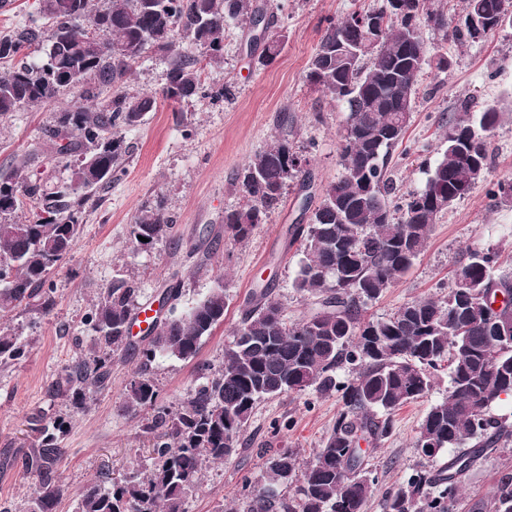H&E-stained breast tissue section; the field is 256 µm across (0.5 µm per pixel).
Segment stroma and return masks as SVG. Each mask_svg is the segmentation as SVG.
Returning a JSON list of instances; mask_svg holds the SVG:
<instances>
[{
    "label": "stroma",
    "instance_id": "obj_1",
    "mask_svg": "<svg viewBox=\"0 0 512 512\" xmlns=\"http://www.w3.org/2000/svg\"><path fill=\"white\" fill-rule=\"evenodd\" d=\"M373 0H266L274 14V29L286 35L280 55L270 63L259 61L261 42L253 41L247 26L229 25L224 32V63L208 75L235 87L232 102L198 96L188 107L189 128L176 123L175 114L161 98L168 60L153 53L127 79L133 92H148L159 100L143 125L127 133L131 145L125 174L97 191L86 206L79 242L54 271L56 304L50 315L32 319L13 312L0 323L14 327L27 343L26 361L0 369V451L24 454L34 437L26 418L41 410L69 414L71 425L61 443L55 473L67 486L69 497L57 512H73L76 493L88 482L112 473L120 478L147 466L148 436L140 419L124 411L123 389L136 369V360L114 358L111 386L90 394L84 408L49 394L48 386L74 357L92 346L84 323L100 288L115 274L136 279L142 292L137 305L158 307L172 283H180L182 302L224 285L231 302L223 325L217 326L192 360L157 357L153 376L167 402L175 403L192 387L200 364L219 365L224 347L238 324L245 303L259 285H269L283 303L289 319L312 309L310 298L296 293L292 282L301 254L288 243V225L299 223L301 193L290 185L285 204L239 245L224 232V213L239 207L243 196L234 182L237 170L253 154L281 134L294 148L316 142L310 169L314 186L311 205H318L322 186L341 173L339 148L342 114L306 79L310 57L316 51L330 18L339 19ZM431 50L444 54L445 71L424 69L413 119L404 142L410 156L393 155V178L400 192L421 187L426 170L442 150L440 124L463 105L481 109L498 105L512 94V26H503L483 41L467 46L442 41L437 32L426 34ZM54 109L40 106L0 116V172L17 169L27 159L28 173L48 174L51 181L70 179L72 171L54 165L42 147V132ZM322 121H315V114ZM489 181L512 179V116L494 130ZM164 195L173 214L177 239L163 241L146 252H131L130 226L145 203ZM492 247L512 255V204L496 203L478 185L441 215L426 247L408 274L378 300L368 303L365 315L384 318L407 301L447 294L454 271L466 252ZM449 386L448 371H441L430 393L399 409L392 435L378 445H364L376 483L366 512H387L388 496L405 486L418 470H438L447 453L431 459L413 446L431 404L442 399ZM342 408L338 397H317L313 392L282 395L262 401L247 424L245 442L231 458L207 464L198 488L186 499L187 512H241L245 480L259 482L265 445L294 451L299 463L312 460ZM283 428L271 434L272 421ZM512 474V447L481 459L463 479V489L447 505L449 512H492V495L499 478ZM35 479L20 465L0 468V505L25 512Z\"/></svg>",
    "mask_w": 512,
    "mask_h": 512
}]
</instances>
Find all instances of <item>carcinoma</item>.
I'll list each match as a JSON object with an SVG mask.
<instances>
[{
	"mask_svg": "<svg viewBox=\"0 0 512 512\" xmlns=\"http://www.w3.org/2000/svg\"><path fill=\"white\" fill-rule=\"evenodd\" d=\"M507 5L512 0H462L460 12L448 17L430 0H379L327 20L306 78L344 112L342 172L322 188L308 222L288 226L290 242L300 243L303 254L293 288L312 298L314 308L290 321L269 286L253 291L219 369L202 366L186 397L173 405L162 397L153 362L159 356L194 359L224 322L229 296L222 284L210 289L179 314L155 321L136 343L129 327L141 288L116 274L85 318L92 350L63 368L51 393L81 409L91 391L111 383L112 355L137 358L123 408L146 414L150 464L118 481L85 485L75 512H186V496L204 466L238 451L257 404L307 391L338 393L343 409L301 478L292 452L264 449L263 487L253 491L245 483L246 512H364L375 478L360 442L390 437L393 413L432 390L444 361L448 392L430 406L414 447L428 458L447 450L448 463L434 474L411 475L388 497L387 512H444L461 476L482 456L509 446L512 427L490 415L501 396L512 395V276L499 272L498 250H470L442 297L413 299L386 318L363 315L364 306L394 287L420 256L444 212L437 199L451 205L483 181L473 167L488 171L489 139L504 115L493 105L448 117L444 149L424 185L398 195L389 165L415 110L417 78L426 67L448 68L447 57L427 49L425 30L444 41L477 43L512 25ZM258 16H267L262 0H38L24 25L0 35V60H17L0 75V116L111 91L93 108L74 104L54 113L43 132L57 163L77 158L70 180L49 188L37 174L0 175L1 311L45 317L54 308L51 271L77 245L92 193L120 179L130 153L126 133L156 108L155 97L123 87L136 65L150 52L169 58L163 93L185 122L183 105L204 89L203 73L224 62L226 26ZM475 17L489 27L473 29ZM361 19L376 21L374 37L356 26ZM282 44V35L270 33L261 61L275 58ZM186 46L195 54H186ZM32 47L44 51L41 60H27ZM235 182L246 203L224 212V231L242 244L284 204L289 184L307 191L313 176L307 158L282 136L243 164ZM488 195L512 201V180L493 184ZM26 206L28 219H14ZM174 230L158 196L131 225L130 248L151 249L173 238ZM499 293L501 313L493 307ZM27 357L20 337L0 329V368ZM345 367L353 376L342 381ZM27 422L36 442L22 466L38 483L26 512H56L66 487L53 476L54 466L70 421L40 411ZM495 512H512V476L497 484Z\"/></svg>",
	"mask_w": 512,
	"mask_h": 512,
	"instance_id": "1",
	"label": "carcinoma"
}]
</instances>
